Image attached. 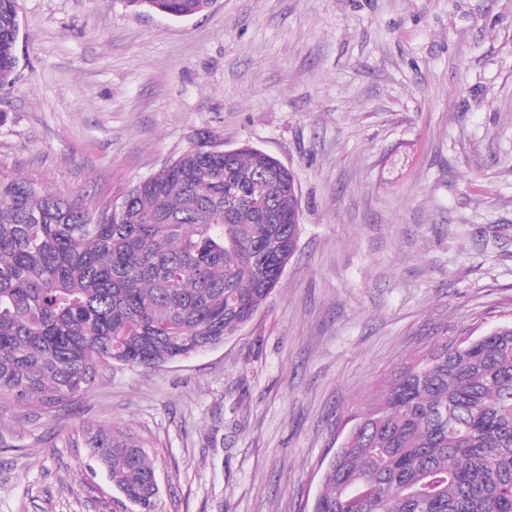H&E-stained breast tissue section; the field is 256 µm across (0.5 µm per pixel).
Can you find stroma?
Returning a JSON list of instances; mask_svg holds the SVG:
<instances>
[{
	"instance_id": "35a3bbf8",
	"label": "stroma",
	"mask_w": 512,
	"mask_h": 512,
	"mask_svg": "<svg viewBox=\"0 0 512 512\" xmlns=\"http://www.w3.org/2000/svg\"><path fill=\"white\" fill-rule=\"evenodd\" d=\"M0 171L119 196L208 138L295 174L297 250L223 345L0 410V512H125L76 430L145 445L161 512H310L375 394L512 320V0H17ZM134 10L153 11L171 18H188L206 10L211 0H125Z\"/></svg>"
}]
</instances>
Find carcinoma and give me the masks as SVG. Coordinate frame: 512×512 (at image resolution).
Here are the masks:
<instances>
[{
    "instance_id": "1",
    "label": "carcinoma",
    "mask_w": 512,
    "mask_h": 512,
    "mask_svg": "<svg viewBox=\"0 0 512 512\" xmlns=\"http://www.w3.org/2000/svg\"><path fill=\"white\" fill-rule=\"evenodd\" d=\"M188 18L211 0H125ZM0 0V88L18 65ZM292 171L243 146L194 144L112 208L0 171V409L61 411L113 365L148 370L224 344L294 256ZM330 459L312 512H512V322L442 341L373 398ZM134 512H158L144 444L82 434Z\"/></svg>"
}]
</instances>
